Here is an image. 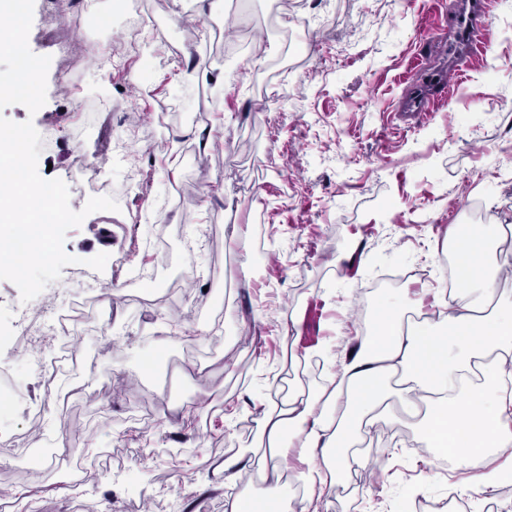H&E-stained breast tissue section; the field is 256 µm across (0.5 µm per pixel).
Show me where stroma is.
Segmentation results:
<instances>
[{
	"label": "stroma",
	"instance_id": "1",
	"mask_svg": "<svg viewBox=\"0 0 512 512\" xmlns=\"http://www.w3.org/2000/svg\"><path fill=\"white\" fill-rule=\"evenodd\" d=\"M437 2L126 0L119 10L98 0L112 17L102 29L83 0L69 16L34 0L28 44L51 58L47 100L33 114L0 113L52 132L38 171L67 184L73 210L94 184L122 188L118 210L68 231L64 249L78 262L43 291L48 303L77 302L91 281L97 299L75 334L85 360L57 381L68 413L44 427L60 452L105 449L112 479L76 487L52 459L31 460L42 381L14 343L20 292L0 280V371L17 388L0 412V483L43 512H167L162 492L224 512L255 470L228 485L222 464L260 455L262 405L314 396L359 337L376 333L384 297L406 288L430 306L453 230L473 221L470 203L512 225V176L500 174L512 162V0H492L487 57L432 117L395 116L402 76L433 49ZM138 13L150 22L132 47L127 18ZM292 15L308 28L289 73L278 60ZM187 56L223 83L170 82ZM65 69L79 74L72 84L58 79ZM226 110L234 123L215 129ZM134 119L142 140L131 164L113 130ZM100 253L104 270L87 267ZM418 264L429 279L398 281ZM377 415L321 512H415L465 480L437 478L439 455L417 451L418 429L397 404ZM146 427L151 447L176 457L143 460Z\"/></svg>",
	"mask_w": 512,
	"mask_h": 512
}]
</instances>
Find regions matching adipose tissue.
Here are the masks:
<instances>
[{
    "instance_id": "adipose-tissue-1",
    "label": "adipose tissue",
    "mask_w": 512,
    "mask_h": 512,
    "mask_svg": "<svg viewBox=\"0 0 512 512\" xmlns=\"http://www.w3.org/2000/svg\"><path fill=\"white\" fill-rule=\"evenodd\" d=\"M500 225L460 226L454 260L463 279L458 302L438 296L422 321L408 319L415 306L407 294L383 303L379 332L361 337L358 349L312 399L287 398L266 406L261 436L269 461L292 455L308 487L309 507H319L342 473L348 450L390 380L411 415H422L426 447L448 455L452 468L468 473L469 486L502 481L506 470L493 457L512 450V304H495L497 282L512 258L490 249Z\"/></svg>"
}]
</instances>
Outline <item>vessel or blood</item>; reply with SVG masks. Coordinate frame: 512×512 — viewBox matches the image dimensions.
<instances>
[{
  "instance_id": "b4317fda",
  "label": "vessel or blood",
  "mask_w": 512,
  "mask_h": 512,
  "mask_svg": "<svg viewBox=\"0 0 512 512\" xmlns=\"http://www.w3.org/2000/svg\"><path fill=\"white\" fill-rule=\"evenodd\" d=\"M488 0H456L448 31V62L428 71L403 102L404 111L420 116L433 112L436 102L452 92L474 58L485 56Z\"/></svg>"
}]
</instances>
